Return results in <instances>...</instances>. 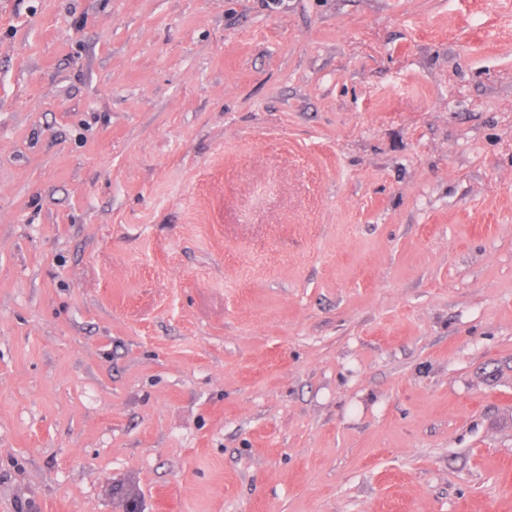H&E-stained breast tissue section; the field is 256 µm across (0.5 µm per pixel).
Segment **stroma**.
<instances>
[{
	"mask_svg": "<svg viewBox=\"0 0 512 512\" xmlns=\"http://www.w3.org/2000/svg\"><path fill=\"white\" fill-rule=\"evenodd\" d=\"M512 512V0H0V512Z\"/></svg>",
	"mask_w": 512,
	"mask_h": 512,
	"instance_id": "1",
	"label": "stroma"
}]
</instances>
